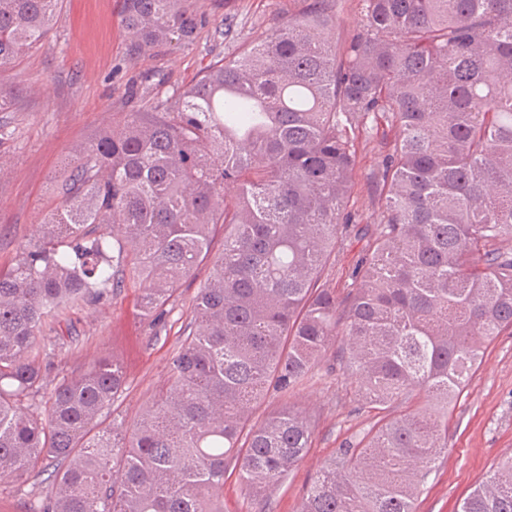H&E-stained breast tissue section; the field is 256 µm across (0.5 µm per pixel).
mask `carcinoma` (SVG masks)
Masks as SVG:
<instances>
[{"label":"carcinoma","instance_id":"obj_1","mask_svg":"<svg viewBox=\"0 0 512 512\" xmlns=\"http://www.w3.org/2000/svg\"><path fill=\"white\" fill-rule=\"evenodd\" d=\"M338 2L301 0L175 95L115 113L72 154L37 238L0 269V480L60 464L30 512H224L232 473L263 512L315 416L253 412L330 359L384 422L341 444L299 512H417L447 452L448 408L512 333V253L498 247L512 241V0H360L339 46ZM62 3L0 0V68L45 43ZM202 22L192 0H122L139 54ZM370 116L400 134L340 299L320 275ZM204 263L168 381L135 425L107 416L125 385L113 355L45 389L47 325L128 285L155 321ZM457 512H512V457Z\"/></svg>","mask_w":512,"mask_h":512}]
</instances>
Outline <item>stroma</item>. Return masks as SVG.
Returning <instances> with one entry per match:
<instances>
[{
    "label": "stroma",
    "mask_w": 512,
    "mask_h": 512,
    "mask_svg": "<svg viewBox=\"0 0 512 512\" xmlns=\"http://www.w3.org/2000/svg\"><path fill=\"white\" fill-rule=\"evenodd\" d=\"M206 22L189 43L132 55L121 26V0H64L59 20L44 46L0 72V88L13 104L0 112V267H10L22 245L37 236L43 215L59 200L62 160L100 130L112 115L165 98L189 84L210 61L264 39L299 0H196ZM394 126L365 119L351 175L349 225L321 281L337 294L350 291L353 272L370 240L365 227L378 223L377 173ZM208 276L200 267L168 305L165 325L154 329L136 307L137 289L126 288L75 311L46 333L48 385L117 356L127 383L113 410L124 422L139 416L143 403L168 378V362L179 331ZM317 414L312 446L274 491L272 512H297L317 471L342 442L366 434L373 412H356L354 396L340 372L319 371L291 399ZM512 456V335L499 336L486 350L466 392L448 412V451L417 502V512H456L493 466ZM50 489L48 473L33 472L0 482V512H28Z\"/></svg>",
    "instance_id": "stroma-1"
}]
</instances>
